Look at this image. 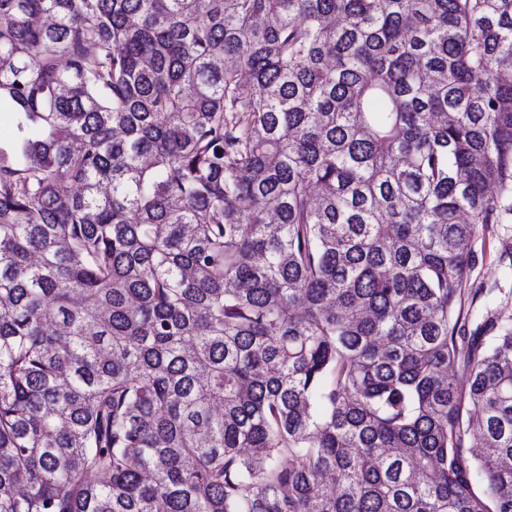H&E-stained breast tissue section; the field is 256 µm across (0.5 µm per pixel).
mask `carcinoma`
Masks as SVG:
<instances>
[{"label": "carcinoma", "mask_w": 512, "mask_h": 512, "mask_svg": "<svg viewBox=\"0 0 512 512\" xmlns=\"http://www.w3.org/2000/svg\"><path fill=\"white\" fill-rule=\"evenodd\" d=\"M507 60L512 0H0V512H512ZM469 247L475 260L469 286L493 289L491 308L502 320L512 321V215L504 224L478 225Z\"/></svg>", "instance_id": "obj_1"}]
</instances>
